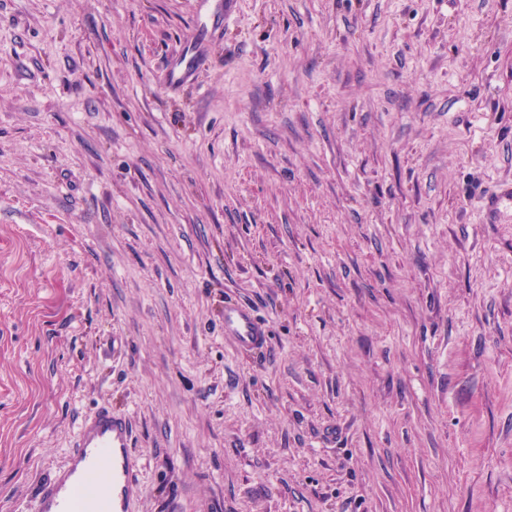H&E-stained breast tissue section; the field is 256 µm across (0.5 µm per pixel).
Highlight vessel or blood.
Segmentation results:
<instances>
[{
	"instance_id": "1",
	"label": "vessel or blood",
	"mask_w": 512,
	"mask_h": 512,
	"mask_svg": "<svg viewBox=\"0 0 512 512\" xmlns=\"http://www.w3.org/2000/svg\"><path fill=\"white\" fill-rule=\"evenodd\" d=\"M197 64L188 52L166 66L165 83L179 87ZM224 336L241 352L262 350L271 339L268 323L249 305L224 302ZM130 417L108 407L85 418L67 451L64 464L40 484L34 512H134L140 496V457L133 450Z\"/></svg>"
}]
</instances>
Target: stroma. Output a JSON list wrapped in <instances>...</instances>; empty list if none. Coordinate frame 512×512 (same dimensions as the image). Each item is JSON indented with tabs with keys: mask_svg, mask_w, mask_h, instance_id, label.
Listing matches in <instances>:
<instances>
[{
	"mask_svg": "<svg viewBox=\"0 0 512 512\" xmlns=\"http://www.w3.org/2000/svg\"><path fill=\"white\" fill-rule=\"evenodd\" d=\"M197 3L0 0V512H512V0ZM197 64L194 53L187 51L176 62L169 63L163 73L165 83L171 88H177L184 83ZM224 337L240 352H258L271 339L268 323L249 305L235 299L224 301ZM130 417L98 408L85 418L64 464L40 484L35 512H133L140 497L141 458L133 450ZM101 472L108 479L97 482Z\"/></svg>",
	"mask_w": 512,
	"mask_h": 512,
	"instance_id": "obj_1",
	"label": "stroma"
}]
</instances>
